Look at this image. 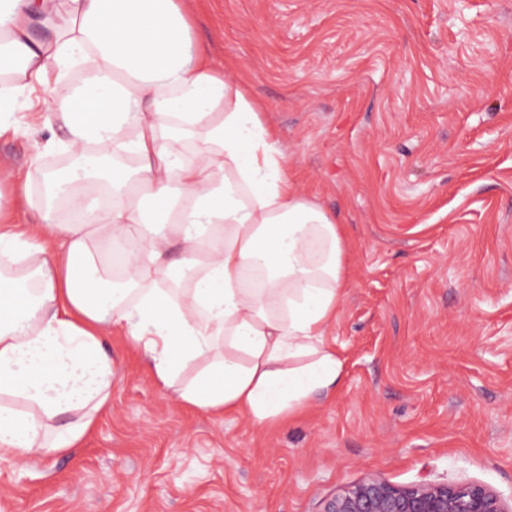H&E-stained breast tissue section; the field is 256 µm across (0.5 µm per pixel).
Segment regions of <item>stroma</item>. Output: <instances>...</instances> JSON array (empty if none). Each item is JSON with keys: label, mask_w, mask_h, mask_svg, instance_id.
<instances>
[{"label": "stroma", "mask_w": 512, "mask_h": 512, "mask_svg": "<svg viewBox=\"0 0 512 512\" xmlns=\"http://www.w3.org/2000/svg\"><path fill=\"white\" fill-rule=\"evenodd\" d=\"M341 224L333 399L258 427L178 404L109 336L112 401L64 453L0 460V512H322L344 487L512 498V0H184ZM0 167L44 137L24 113Z\"/></svg>", "instance_id": "obj_1"}]
</instances>
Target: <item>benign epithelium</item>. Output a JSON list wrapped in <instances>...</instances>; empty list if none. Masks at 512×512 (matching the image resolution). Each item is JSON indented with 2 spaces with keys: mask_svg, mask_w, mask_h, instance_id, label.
<instances>
[{
  "mask_svg": "<svg viewBox=\"0 0 512 512\" xmlns=\"http://www.w3.org/2000/svg\"><path fill=\"white\" fill-rule=\"evenodd\" d=\"M323 512H512V505L472 483L421 481L396 486L371 476L333 496Z\"/></svg>",
  "mask_w": 512,
  "mask_h": 512,
  "instance_id": "7a95c632",
  "label": "benign epithelium"
}]
</instances>
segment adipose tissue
I'll use <instances>...</instances> for the list:
<instances>
[{"label":"adipose tissue","instance_id":"obj_1","mask_svg":"<svg viewBox=\"0 0 512 512\" xmlns=\"http://www.w3.org/2000/svg\"><path fill=\"white\" fill-rule=\"evenodd\" d=\"M191 44L178 0H0V133L38 99L51 132L11 202L57 241L0 231V459L82 441L112 398L116 328L190 409L273 425L340 387L339 226L289 179L262 105ZM60 143L74 168L43 170ZM37 183L69 185L71 220Z\"/></svg>","mask_w":512,"mask_h":512}]
</instances>
